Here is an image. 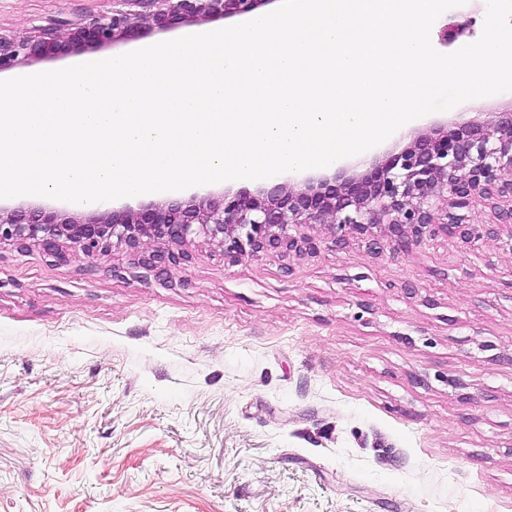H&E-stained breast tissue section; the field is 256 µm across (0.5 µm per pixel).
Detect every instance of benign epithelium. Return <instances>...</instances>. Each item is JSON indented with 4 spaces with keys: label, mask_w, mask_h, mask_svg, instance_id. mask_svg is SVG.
I'll list each match as a JSON object with an SVG mask.
<instances>
[{
    "label": "benign epithelium",
    "mask_w": 512,
    "mask_h": 512,
    "mask_svg": "<svg viewBox=\"0 0 512 512\" xmlns=\"http://www.w3.org/2000/svg\"><path fill=\"white\" fill-rule=\"evenodd\" d=\"M272 0H112V12L72 21L60 18L22 39L0 35V72L55 58L66 46L110 49L149 24L215 20L253 12ZM502 199L500 225L512 239V112L490 122L473 119L438 126L400 150L377 159L360 175L340 170L294 187L276 179L254 192L224 191L184 201L152 200L136 207L73 212L28 202L0 204V246L38 248L58 262L70 252L87 258L114 245L141 252L148 263L177 262L180 253L155 249L203 237L224 256L240 258L269 249L316 252L317 243L295 233L329 226L336 233L387 239L407 251L443 234L472 247L491 230L470 222L465 210L478 199ZM446 203L443 221L438 202Z\"/></svg>",
    "instance_id": "benign-epithelium-1"
}]
</instances>
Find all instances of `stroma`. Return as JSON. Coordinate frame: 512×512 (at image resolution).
<instances>
[{
  "instance_id": "obj_1",
  "label": "stroma",
  "mask_w": 512,
  "mask_h": 512,
  "mask_svg": "<svg viewBox=\"0 0 512 512\" xmlns=\"http://www.w3.org/2000/svg\"><path fill=\"white\" fill-rule=\"evenodd\" d=\"M112 0H0V34ZM482 0L432 26L469 23ZM431 114L344 165L364 172ZM317 254L151 268L0 248V512H512V249L404 253L313 231Z\"/></svg>"
}]
</instances>
